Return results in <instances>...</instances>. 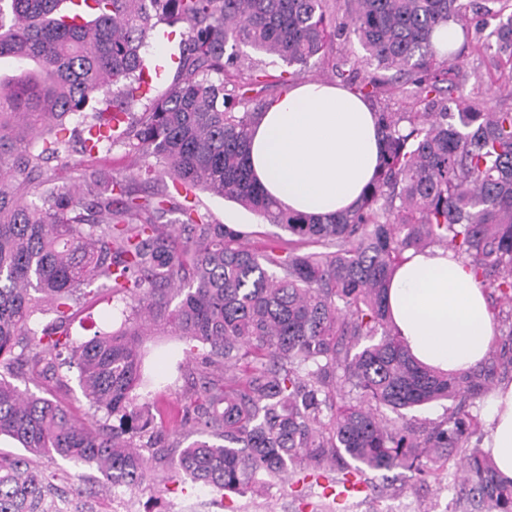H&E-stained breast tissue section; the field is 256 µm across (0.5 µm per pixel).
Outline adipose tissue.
I'll return each mask as SVG.
<instances>
[{
    "mask_svg": "<svg viewBox=\"0 0 512 512\" xmlns=\"http://www.w3.org/2000/svg\"><path fill=\"white\" fill-rule=\"evenodd\" d=\"M381 134L371 105L324 83L293 85L264 111L249 137L258 187L303 215L356 206L380 170ZM388 305L400 338L421 363L457 373L487 356L496 326L483 289L452 251H408L394 271ZM483 446L499 479L512 483V383L497 385L485 408Z\"/></svg>",
    "mask_w": 512,
    "mask_h": 512,
    "instance_id": "adipose-tissue-1",
    "label": "adipose tissue"
}]
</instances>
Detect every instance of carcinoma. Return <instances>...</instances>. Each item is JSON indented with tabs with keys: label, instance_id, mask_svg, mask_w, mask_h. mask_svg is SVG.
I'll list each match as a JSON object with an SVG mask.
<instances>
[{
	"label": "carcinoma",
	"instance_id": "cac0c4a2",
	"mask_svg": "<svg viewBox=\"0 0 512 512\" xmlns=\"http://www.w3.org/2000/svg\"><path fill=\"white\" fill-rule=\"evenodd\" d=\"M346 21L332 26L328 2ZM452 23L477 52L506 57L490 83L512 90V0H0V59L26 66L0 84V512H93L66 472L34 458L94 464L109 490H134L167 459L192 483L234 499L288 486L299 510L368 499V472L422 482L456 460L455 512H512V484L468 447L480 419L458 405L430 427L406 411L479 395L512 356L457 374L419 363L389 320L385 295L405 252L449 249L512 305V108L487 110L460 88L462 49L440 54ZM160 24L182 26L177 72L135 115L145 48ZM365 55L335 64L351 92L406 94L416 112L376 115L381 170L353 209L328 217L283 209L255 184L249 130L266 102L241 90H288L335 39ZM288 69L238 72L245 48ZM121 144L169 181L139 191L91 157ZM80 154L84 160H71ZM234 201L288 237L250 234L199 212L196 192ZM170 213L176 223L166 222ZM125 302L121 318L72 337L94 280ZM186 343L191 389L173 411L137 402L143 337ZM76 369L105 423L14 383ZM396 414L388 418L384 410Z\"/></svg>",
	"mask_w": 512,
	"mask_h": 512
}]
</instances>
